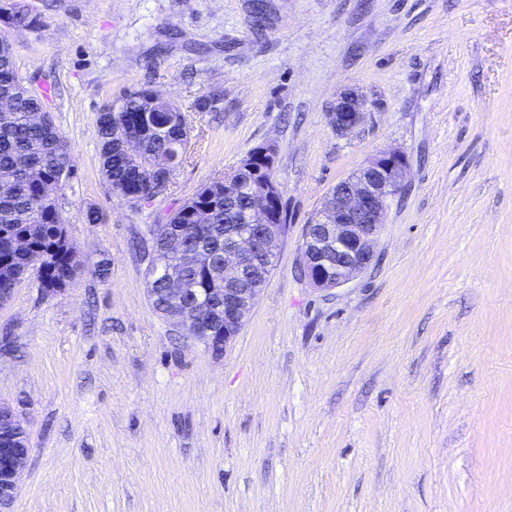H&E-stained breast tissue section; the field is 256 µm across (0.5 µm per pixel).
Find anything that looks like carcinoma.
I'll list each match as a JSON object with an SVG mask.
<instances>
[{
  "label": "carcinoma",
  "instance_id": "obj_1",
  "mask_svg": "<svg viewBox=\"0 0 512 512\" xmlns=\"http://www.w3.org/2000/svg\"><path fill=\"white\" fill-rule=\"evenodd\" d=\"M0 22L28 30L42 27L40 17L12 0L0 4ZM15 65L10 47H4L0 53V100L11 105L0 109V265L5 270H20L32 261L39 262L47 270L41 287L52 288L58 282L71 281L77 271L60 241L62 220L55 201L47 199L52 182L65 166L73 164V156L70 143L51 117L33 121V113L43 109V96L26 97L14 88ZM150 92L147 87L116 98L120 111L100 112L96 121L100 150H111L101 174L116 196L134 205L159 194L163 173L153 169L154 160L189 135L188 126L176 120L182 112L178 103L163 97L160 111H143L144 98ZM129 131L141 138L142 157L137 164L119 149L118 141ZM252 203L244 184L237 196L224 199V178L220 177L200 187L171 214L167 235L158 236L152 245L155 264L146 271L155 310H166L167 288L171 286L198 295L208 288L223 287L217 283L213 266L199 256L223 259L224 233L244 224L243 216ZM25 235L33 237L30 249L18 253L10 240ZM168 235L180 238V250H170ZM172 269L178 273L174 285L169 283Z\"/></svg>",
  "mask_w": 512,
  "mask_h": 512
}]
</instances>
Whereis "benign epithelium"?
Returning <instances> with one entry per match:
<instances>
[{
  "mask_svg": "<svg viewBox=\"0 0 512 512\" xmlns=\"http://www.w3.org/2000/svg\"><path fill=\"white\" fill-rule=\"evenodd\" d=\"M366 100L353 90L336 98L328 112V122L336 136L344 137L360 126L366 116ZM275 165L276 149L268 147L257 155L245 156L237 174L253 173L254 162ZM408 160L399 151H384L356 173L342 181L343 189L327 195L324 206L307 225L300 247V267L317 289L339 288L368 269L373 247L391 199L400 191ZM257 202L250 212V226L224 242V287L214 289L224 297V335L211 336L191 327L194 310L183 289H170V301L163 317L175 331L210 352L226 349L247 321L266 282L265 276L245 275L260 257L271 269L287 227L270 222L269 201L277 185L254 183ZM17 437L0 430V503L14 500L29 456V445L19 446Z\"/></svg>",
  "mask_w": 512,
  "mask_h": 512,
  "instance_id": "1",
  "label": "benign epithelium"
}]
</instances>
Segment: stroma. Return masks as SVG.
Wrapping results in <instances>:
<instances>
[{
	"label": "stroma",
	"mask_w": 512,
	"mask_h": 512,
	"mask_svg": "<svg viewBox=\"0 0 512 512\" xmlns=\"http://www.w3.org/2000/svg\"><path fill=\"white\" fill-rule=\"evenodd\" d=\"M23 2L43 26L8 36L73 148L55 201L83 268L0 305V405L30 447L9 512H512V0H264L260 30L252 0ZM143 87L190 135L135 206L96 117ZM352 87L369 110L340 138L326 114ZM268 144L288 233L214 355L154 310L144 248ZM387 149L409 168L370 268L315 289L306 224Z\"/></svg>",
	"instance_id": "stroma-1"
}]
</instances>
